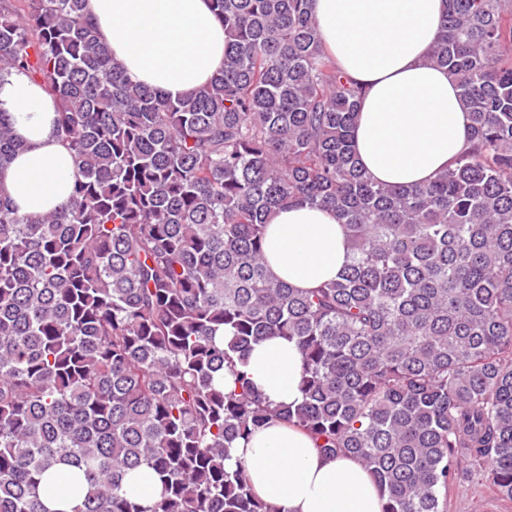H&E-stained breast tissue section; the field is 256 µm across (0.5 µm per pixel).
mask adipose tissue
Masks as SVG:
<instances>
[{
	"label": "adipose tissue",
	"mask_w": 512,
	"mask_h": 512,
	"mask_svg": "<svg viewBox=\"0 0 512 512\" xmlns=\"http://www.w3.org/2000/svg\"><path fill=\"white\" fill-rule=\"evenodd\" d=\"M86 13L115 60L136 81L170 98L203 86L224 61V28L210 0H86ZM445 0H314L322 41L361 90L354 128L359 161L375 181L424 184L469 147V114L446 69L426 58ZM0 110L22 147L0 169V191L18 213L67 202L77 167L57 132L58 104L26 73L0 79ZM274 277L311 290L350 260L333 212H277L265 240ZM274 403L301 399V357L284 339L255 345L244 368ZM244 465L255 493L286 512H382L381 492L355 458L321 455L299 427L270 424L232 443L227 468Z\"/></svg>",
	"instance_id": "obj_1"
}]
</instances>
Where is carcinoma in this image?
<instances>
[{
	"mask_svg": "<svg viewBox=\"0 0 512 512\" xmlns=\"http://www.w3.org/2000/svg\"><path fill=\"white\" fill-rule=\"evenodd\" d=\"M211 3L224 62L176 100L126 74L85 0L0 7V78L45 85L78 169L58 210L0 195V512H283L224 466L273 421L358 459L384 512H447L465 460L512 499V0H446L428 62L472 146L414 186L360 167V88L313 0ZM20 147L0 111V166ZM303 205L351 248L310 291L264 254L270 216ZM274 338L301 355L294 406L237 370ZM141 467L150 505L124 488Z\"/></svg>",
	"mask_w": 512,
	"mask_h": 512,
	"instance_id": "1",
	"label": "carcinoma"
}]
</instances>
